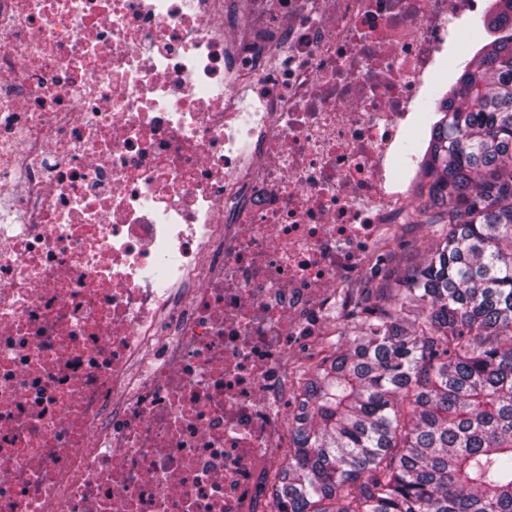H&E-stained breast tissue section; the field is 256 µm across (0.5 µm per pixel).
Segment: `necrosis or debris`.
Segmentation results:
<instances>
[{
    "mask_svg": "<svg viewBox=\"0 0 512 512\" xmlns=\"http://www.w3.org/2000/svg\"><path fill=\"white\" fill-rule=\"evenodd\" d=\"M485 0H0V512H262Z\"/></svg>",
    "mask_w": 512,
    "mask_h": 512,
    "instance_id": "1",
    "label": "necrosis or debris"
}]
</instances>
